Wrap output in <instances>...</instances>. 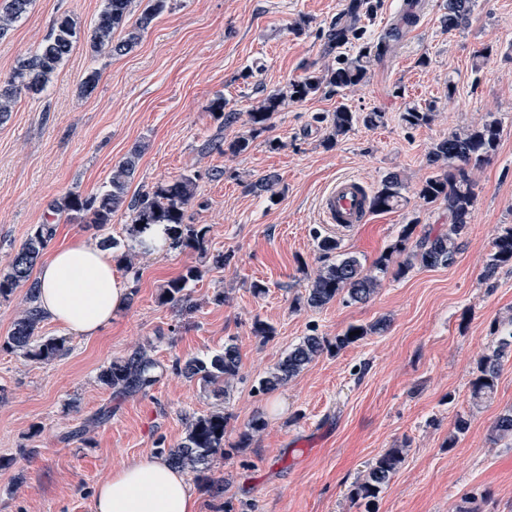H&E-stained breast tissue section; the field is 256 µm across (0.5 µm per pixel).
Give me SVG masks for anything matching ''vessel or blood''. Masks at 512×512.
Masks as SVG:
<instances>
[{"label": "vessel or blood", "mask_w": 512, "mask_h": 512, "mask_svg": "<svg viewBox=\"0 0 512 512\" xmlns=\"http://www.w3.org/2000/svg\"><path fill=\"white\" fill-rule=\"evenodd\" d=\"M320 213L323 223L340 229L365 223L370 214L368 192L357 178H336L320 196Z\"/></svg>", "instance_id": "vessel-or-blood-1"}]
</instances>
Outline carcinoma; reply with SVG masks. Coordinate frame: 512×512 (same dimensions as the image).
<instances>
[{
	"label": "carcinoma",
	"instance_id": "cac0c4a2",
	"mask_svg": "<svg viewBox=\"0 0 512 512\" xmlns=\"http://www.w3.org/2000/svg\"><path fill=\"white\" fill-rule=\"evenodd\" d=\"M33 0H3L0 5V36L5 35L14 23L24 18ZM134 0H104L92 34L90 49L94 53L105 51L113 56L129 53L136 47L142 33L168 7V0H147V4L135 24H129ZM418 0H406L399 23L391 27L382 37L374 40L368 32V23L380 7V0H347L342 13L328 28L322 30L323 53L334 57V64L327 69L310 71L304 76L289 81L286 89L271 94L249 112L252 126L257 130L268 128L273 114L286 101H300L320 91L338 94L357 86L368 79L373 61L386 55L391 44L398 41L401 29L412 27L419 21ZM475 0H445L442 22L448 31L469 27L474 12ZM123 36L114 39L116 32ZM77 27L74 20L61 15L53 20L48 36L29 56L19 60L17 66L5 79H0V121L8 116L23 94L39 95L53 80L57 72L71 55L77 42ZM368 127L382 123L384 113L369 112L359 117L344 104L328 116L333 135L347 134L358 120ZM402 119L411 126L425 124L432 119V108L416 105L405 107ZM500 136V122L492 117L481 126L452 132L438 142L431 152V162L445 167L441 173L428 178L421 186L418 196L427 204L440 203L448 210V231L423 232L411 246L401 244L397 249L402 260L397 274L401 275L413 265L424 267H448L466 245L465 235L472 207L476 199L475 184L470 170L481 166L496 149ZM142 147L135 146L117 165L112 167L109 180L102 189L89 197L79 194L67 196L60 208L90 224L100 232V247L120 249V241L107 234L112 216L121 208L130 213V237L147 229L152 224L165 227V241L169 248L189 249L199 258L212 259V263L223 266L229 257L218 253L209 256L207 248L208 229L202 224L185 222L186 209L195 196L197 175L181 174L160 183L132 200H127L130 183L134 179L141 159ZM403 183L396 172L386 174L377 191L371 197L374 211L393 210L403 201ZM55 235L52 224H39L33 233L13 254L8 265L0 269V299L7 300L19 288H27L25 305L19 311L13 329L0 346L18 351L24 357L41 363H49L65 354L69 347L67 339L51 337L35 340V331L43 315L35 305L36 281L32 280L34 266L44 249ZM149 253L145 247L128 246L122 255L126 272L138 276V258ZM390 257L384 256L366 268L355 256H346L318 269L314 279L306 288L305 301L311 308H321L341 296L348 303H365L379 289L388 273ZM512 265V226L505 228L491 243L484 270V278L490 279L498 270ZM203 269L191 265L181 276L167 281L161 288L158 300L185 312L196 308L192 302L189 285L200 280ZM361 333H356V330ZM386 324L379 320L369 327L349 328V332L330 341L325 336L312 334L304 337L258 381L257 392L267 394L288 384L309 363L325 352L340 349L363 339L371 333L385 331ZM509 339L502 340L491 353L479 362L477 375L471 382V396L481 400L493 393L502 369L503 360L512 355V330ZM241 359L237 347L228 342L224 350L204 358L193 357L184 361L177 359L172 370L186 379L196 380L210 389L217 398L228 395L232 381L239 377ZM159 362L146 347H139L125 357L117 358L98 373V382L112 390L117 396H133L149 392L159 381ZM228 417L222 411L194 417L188 421L183 440L173 448H162L174 466L195 474V479L214 484L209 478L210 462L217 456L228 457L234 452L224 447V435ZM512 442V410L501 414L493 429V441ZM407 445L390 448L369 463L364 473L352 484L350 499L362 507V512H375V501L380 492L402 467Z\"/></svg>",
	"mask_w": 512,
	"mask_h": 512
}]
</instances>
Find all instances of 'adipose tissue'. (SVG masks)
<instances>
[{
  "label": "adipose tissue",
  "instance_id": "1",
  "mask_svg": "<svg viewBox=\"0 0 512 512\" xmlns=\"http://www.w3.org/2000/svg\"><path fill=\"white\" fill-rule=\"evenodd\" d=\"M37 280L38 309L75 336H98L128 301L111 253L92 244L55 250L39 268ZM94 504L95 512H198L187 476L162 457L115 467L97 485Z\"/></svg>",
  "mask_w": 512,
  "mask_h": 512
}]
</instances>
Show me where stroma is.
I'll return each instance as SVG.
<instances>
[{"instance_id": "35a3bbf8", "label": "stroma", "mask_w": 512, "mask_h": 512, "mask_svg": "<svg viewBox=\"0 0 512 512\" xmlns=\"http://www.w3.org/2000/svg\"><path fill=\"white\" fill-rule=\"evenodd\" d=\"M103 0H34L25 18L0 38V76L33 52L53 20L70 16L78 43L38 96L21 95L0 122V268L35 225L52 224L56 250L97 243L94 229L55 205L89 196L135 145L144 152L130 195L183 173L197 174L186 221L204 224L210 252L229 265L206 267L191 284L196 308L159 304L160 288L196 264L195 252L170 249L139 259L133 296L94 338L70 337V349L48 364L0 348V512H94L96 484L122 462L176 446L186 420L220 409L229 418L224 442L234 455L215 458L210 475L223 492L193 483L199 512L224 503L244 512H360L349 489L378 455L408 444L405 462L380 493L376 512H512V446L493 441L499 414L512 409V361L482 402L470 384L483 355L512 321V267L482 273L492 240L512 225V0H476L470 26L448 32L443 0H422L418 23L390 56L375 63L364 85L342 95L287 103L269 128L253 133L248 114L266 96L322 66L320 32L344 0H170L129 53L92 54L88 37ZM489 50L482 66L476 55ZM100 82L79 93L90 70ZM223 98L226 122L211 109ZM357 115L384 112L381 124L355 123L329 142L327 115L339 105ZM434 105L429 124L401 120L408 105ZM500 122V139L473 172L476 199L466 246L448 267L414 266L387 275L365 303L336 299L314 309L303 302L320 266L317 235L371 266L406 225L416 233L448 228V212L418 197L435 174L434 143L448 133ZM249 138V148L226 153ZM400 173L406 204L371 212L349 230L321 223L318 201L334 179L353 176L375 191ZM275 177L274 193L254 192ZM263 284L264 294L253 292ZM223 302H215V293ZM387 319L386 332L337 353H325L278 390L256 392L258 380L288 349L316 333ZM272 324L274 336L254 332ZM234 342L238 379L226 400L171 370L175 359L204 357ZM145 346L163 367L145 394L113 396L97 381L113 359ZM112 416L95 423L102 408ZM468 431L449 444L457 415ZM266 426L240 435L253 416ZM325 434L317 448L299 442Z\"/></svg>"}]
</instances>
